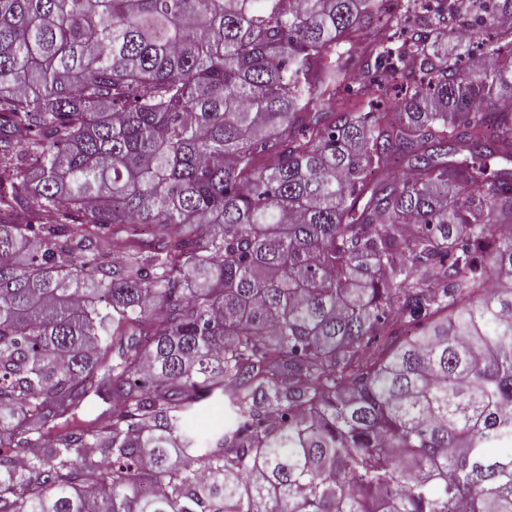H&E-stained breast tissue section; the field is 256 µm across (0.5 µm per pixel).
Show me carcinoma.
I'll return each mask as SVG.
<instances>
[{
	"label": "carcinoma",
	"mask_w": 512,
	"mask_h": 512,
	"mask_svg": "<svg viewBox=\"0 0 512 512\" xmlns=\"http://www.w3.org/2000/svg\"><path fill=\"white\" fill-rule=\"evenodd\" d=\"M505 18L0 0V512H512ZM208 413H213L215 416V421L208 423L204 420V415ZM192 426L200 431L213 430L218 429L224 425V404L221 402H212L208 404L205 410L198 415H196L192 421Z\"/></svg>",
	"instance_id": "cac0c4a2"
}]
</instances>
